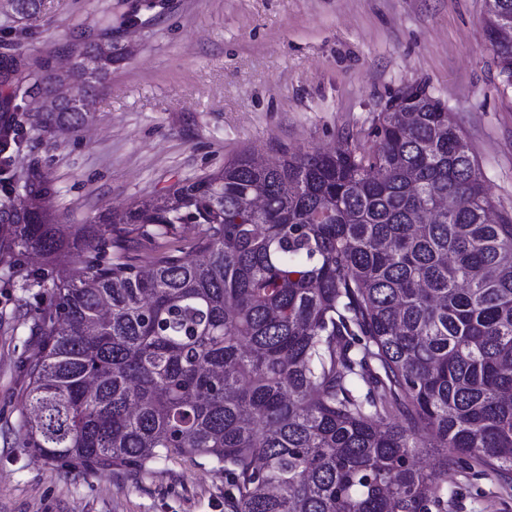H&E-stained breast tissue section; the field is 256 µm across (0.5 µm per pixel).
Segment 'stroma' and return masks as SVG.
<instances>
[{"mask_svg":"<svg viewBox=\"0 0 512 512\" xmlns=\"http://www.w3.org/2000/svg\"><path fill=\"white\" fill-rule=\"evenodd\" d=\"M485 0H45L0 5V53L59 70L73 34L112 41L109 78L81 124L27 125L13 186L47 173L65 224L123 210L251 149L278 158L367 132L404 84L427 85L466 133L499 212L512 214V89L484 31ZM35 288L0 282V512H228L221 471L174 456L148 471L73 468L22 448L23 360L40 343ZM448 512H512V487L448 473Z\"/></svg>","mask_w":512,"mask_h":512,"instance_id":"35a3bbf8","label":"stroma"}]
</instances>
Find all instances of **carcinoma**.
I'll return each mask as SVG.
<instances>
[{
	"mask_svg": "<svg viewBox=\"0 0 512 512\" xmlns=\"http://www.w3.org/2000/svg\"><path fill=\"white\" fill-rule=\"evenodd\" d=\"M486 7V30L512 22V0ZM493 48L512 72V39ZM112 59L88 38L65 72L0 54V139L23 131L29 92L49 99L36 124L75 125ZM407 106L365 141L274 163L243 150L91 224L56 222L45 177H27V204L0 208V268L26 280L36 252L55 278L22 361V447L91 469L178 454L224 471L230 512H447L427 455L512 475V217L488 218L452 114L421 84Z\"/></svg>",
	"mask_w": 512,
	"mask_h": 512,
	"instance_id": "carcinoma-1",
	"label": "carcinoma"
}]
</instances>
